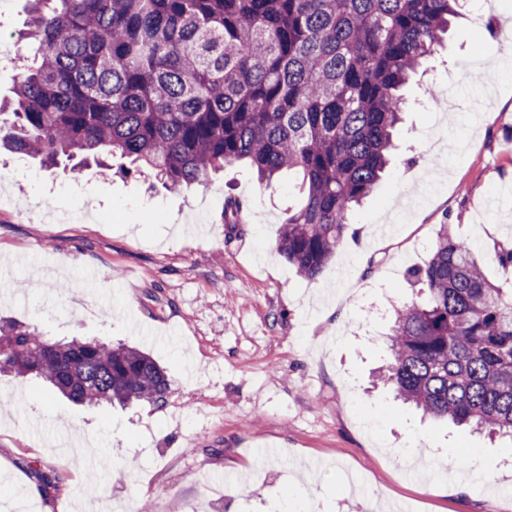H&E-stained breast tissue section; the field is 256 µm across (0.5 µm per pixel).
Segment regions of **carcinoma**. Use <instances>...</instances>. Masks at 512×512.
Here are the masks:
<instances>
[{
    "instance_id": "cac0c4a2",
    "label": "carcinoma",
    "mask_w": 512,
    "mask_h": 512,
    "mask_svg": "<svg viewBox=\"0 0 512 512\" xmlns=\"http://www.w3.org/2000/svg\"><path fill=\"white\" fill-rule=\"evenodd\" d=\"M29 55L0 142L55 167L81 155L165 187H204L246 161L260 181L301 177L276 250L306 278L378 185L416 68L437 55L460 0H31ZM394 307L396 396L436 419L512 436V292L471 241L440 225ZM40 378L80 405L158 403L170 382L148 353L50 341L0 319V372Z\"/></svg>"
}]
</instances>
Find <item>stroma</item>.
Wrapping results in <instances>:
<instances>
[{
	"mask_svg": "<svg viewBox=\"0 0 512 512\" xmlns=\"http://www.w3.org/2000/svg\"><path fill=\"white\" fill-rule=\"evenodd\" d=\"M29 9L0 0V99ZM509 35L512 0H464L447 51L404 88L391 164L352 213L357 240L313 279L275 249L297 174L265 187L235 163L207 188L169 191L0 148V317L145 349L171 384L160 406L94 407L0 373V512H512V441L424 417L379 377L391 307L417 297L408 273L440 225L512 290L496 260L512 243V59L490 66ZM144 326L176 334L152 343ZM66 435L91 453L58 448ZM37 470L60 475L50 493Z\"/></svg>",
	"mask_w": 512,
	"mask_h": 512,
	"instance_id": "1",
	"label": "stroma"
}]
</instances>
